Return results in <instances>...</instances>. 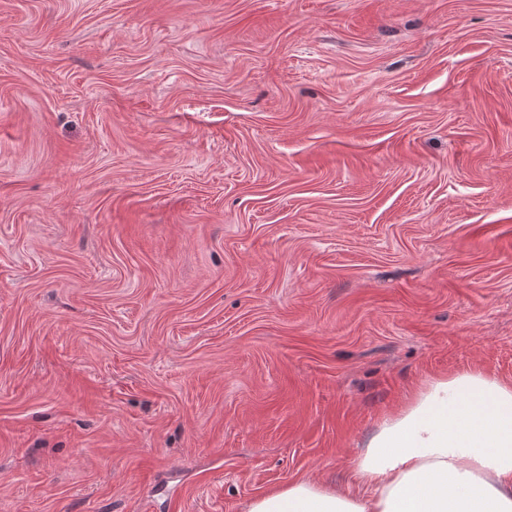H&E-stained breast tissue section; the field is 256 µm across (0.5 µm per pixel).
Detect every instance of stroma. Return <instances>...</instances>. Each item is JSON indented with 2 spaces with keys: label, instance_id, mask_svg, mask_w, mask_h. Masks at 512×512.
<instances>
[{
  "label": "stroma",
  "instance_id": "1",
  "mask_svg": "<svg viewBox=\"0 0 512 512\" xmlns=\"http://www.w3.org/2000/svg\"><path fill=\"white\" fill-rule=\"evenodd\" d=\"M512 382V0H0V512L345 486Z\"/></svg>",
  "mask_w": 512,
  "mask_h": 512
}]
</instances>
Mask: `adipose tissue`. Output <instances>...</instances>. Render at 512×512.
Wrapping results in <instances>:
<instances>
[{
	"mask_svg": "<svg viewBox=\"0 0 512 512\" xmlns=\"http://www.w3.org/2000/svg\"><path fill=\"white\" fill-rule=\"evenodd\" d=\"M352 470L360 491L300 479L246 512H512V383L479 370L426 381Z\"/></svg>",
	"mask_w": 512,
	"mask_h": 512,
	"instance_id": "1",
	"label": "adipose tissue"
}]
</instances>
